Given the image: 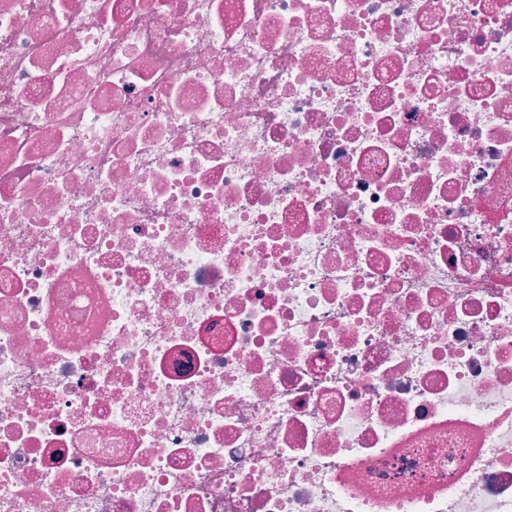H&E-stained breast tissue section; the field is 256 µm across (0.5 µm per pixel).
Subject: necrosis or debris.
I'll return each instance as SVG.
<instances>
[{"label":"necrosis or debris","instance_id":"1","mask_svg":"<svg viewBox=\"0 0 512 512\" xmlns=\"http://www.w3.org/2000/svg\"><path fill=\"white\" fill-rule=\"evenodd\" d=\"M0 512H512V0H0Z\"/></svg>","mask_w":512,"mask_h":512}]
</instances>
